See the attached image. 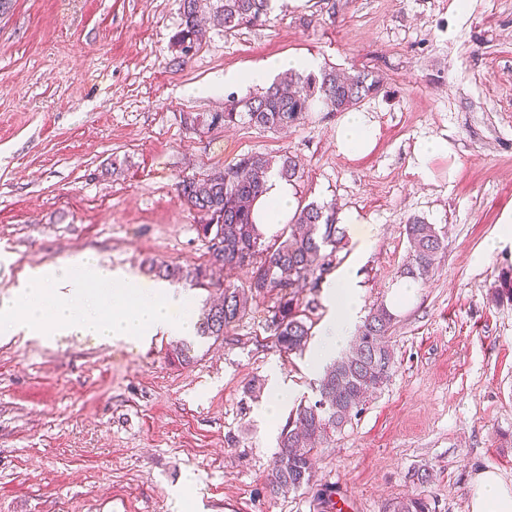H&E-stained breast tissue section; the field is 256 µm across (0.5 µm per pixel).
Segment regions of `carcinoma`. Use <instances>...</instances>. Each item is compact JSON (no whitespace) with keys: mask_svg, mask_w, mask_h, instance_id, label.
Segmentation results:
<instances>
[{"mask_svg":"<svg viewBox=\"0 0 512 512\" xmlns=\"http://www.w3.org/2000/svg\"><path fill=\"white\" fill-rule=\"evenodd\" d=\"M272 2L182 0V22L172 36L171 47L178 58L188 56L201 44L208 22L227 31L256 26L266 20ZM380 83L369 72L349 74L333 66L316 74L289 70L261 91L231 100L222 112H185L180 119L194 130L240 121L284 129L317 109L350 112L377 94ZM272 171L291 183L302 177V164L295 156L247 154L233 165L181 177L176 183L177 197L203 220L200 230L208 239L210 263L193 268L161 265L156 272L165 279L209 287L211 267H221L227 275L245 266L251 268L246 287L224 286L218 301L204 310L196 322L198 335L215 341L224 339L248 315L251 301L276 293L268 328L281 350L300 353L312 336L313 322L301 309L299 290L317 287L333 263L343 232L336 227L331 207L310 203L295 213L292 225L267 240L255 224L252 204L265 192ZM405 233L409 255L400 277L422 280L444 251V239L436 225L420 217L408 220ZM394 321L388 308L373 309L350 347L323 367L314 398L300 401L291 412L266 475L270 497L310 488L318 449L350 424L389 380L394 360L388 337ZM388 512H429V508L424 498L412 496L392 502Z\"/></svg>","mask_w":512,"mask_h":512,"instance_id":"1","label":"carcinoma"}]
</instances>
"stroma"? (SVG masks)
Returning a JSON list of instances; mask_svg holds the SVG:
<instances>
[{"label": "stroma", "mask_w": 512, "mask_h": 512, "mask_svg": "<svg viewBox=\"0 0 512 512\" xmlns=\"http://www.w3.org/2000/svg\"><path fill=\"white\" fill-rule=\"evenodd\" d=\"M180 22V0H15L0 16V300L28 270L87 251L134 280L153 261L207 265L176 182L251 153L298 156V204L334 206L335 269L355 267L360 315L399 284L410 217L446 248L394 313L389 380L319 450L312 488L275 499L278 437L319 372L275 346L273 298L217 342L0 339V512H322L323 494L342 512L408 495L468 512L479 470L512 479V299L496 294L512 243L486 250L512 225V0H286L263 25L209 29L178 64ZM282 54L379 76L359 106L370 153L338 150L337 112L285 130L181 123L246 95L200 86ZM431 137L450 150L422 173L414 149ZM275 374L291 391L269 421Z\"/></svg>", "instance_id": "obj_1"}]
</instances>
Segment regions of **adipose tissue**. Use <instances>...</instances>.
<instances>
[{
  "label": "adipose tissue",
  "instance_id": "1",
  "mask_svg": "<svg viewBox=\"0 0 512 512\" xmlns=\"http://www.w3.org/2000/svg\"><path fill=\"white\" fill-rule=\"evenodd\" d=\"M315 72L316 58L299 55L273 56L258 65L228 73L224 82L240 87L265 86L280 72L288 70ZM376 131L366 113H344L336 127V146L343 153L356 157L368 154L375 146ZM296 209V196L291 184L277 174H270L266 192L256 201L254 217L265 235L275 234L287 223ZM335 312L321 328V339L311 356L313 365H320L339 349L351 335L359 312V292L353 270H345L330 287ZM469 512H512V481H506L494 468L477 472L473 478L468 504Z\"/></svg>",
  "mask_w": 512,
  "mask_h": 512
}]
</instances>
